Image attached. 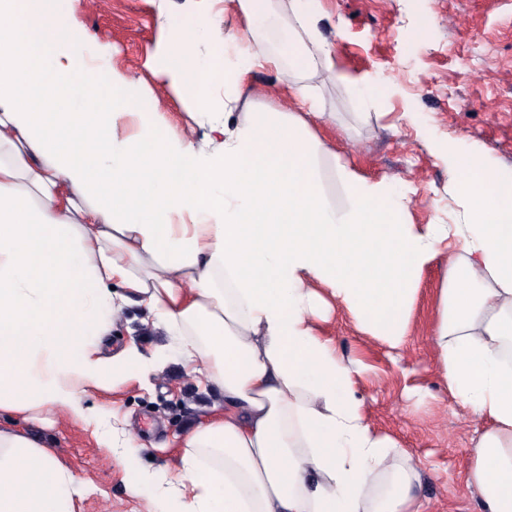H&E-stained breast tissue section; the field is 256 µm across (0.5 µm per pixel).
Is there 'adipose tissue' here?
<instances>
[{
    "label": "adipose tissue",
    "mask_w": 512,
    "mask_h": 512,
    "mask_svg": "<svg viewBox=\"0 0 512 512\" xmlns=\"http://www.w3.org/2000/svg\"><path fill=\"white\" fill-rule=\"evenodd\" d=\"M232 2L245 25L209 60L194 52L206 11L166 17L156 43L161 85L207 117L199 144L143 111L136 80L87 39L69 0H0V512H76L83 496L47 442L11 422L43 411L91 428L129 492L168 512H422L418 467L372 430L361 368L320 323L334 303L404 345L439 257V374L485 424L467 483L482 512H512V174L453 155L455 224L410 223L394 178L344 161L335 202L306 120L333 117L306 87L302 111L233 112L252 75L285 56L344 80L313 0H291L276 53L255 35L270 0ZM131 301L224 405L183 436L176 485L85 404L159 367L162 350L134 342L101 352Z\"/></svg>",
    "instance_id": "1"
}]
</instances>
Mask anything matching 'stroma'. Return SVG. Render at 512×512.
Returning a JSON list of instances; mask_svg holds the SVG:
<instances>
[{
  "mask_svg": "<svg viewBox=\"0 0 512 512\" xmlns=\"http://www.w3.org/2000/svg\"><path fill=\"white\" fill-rule=\"evenodd\" d=\"M72 7L88 37L111 43L113 67L152 89L145 111L203 136L192 105L160 85L152 56L165 13L190 14L195 0H72ZM316 7L320 28L335 47L336 66L350 76L346 82L322 74L307 80L324 110L337 117L336 124L315 129L337 151L320 159L327 193L343 198L334 175L340 157L362 175L402 179L412 198V223H455L458 207L437 151L475 152L512 173V0H318ZM367 89L380 99V116L366 112ZM235 109L288 111L287 72H255ZM443 274L438 260L423 271L413 333L402 348L363 334L343 309L332 310L325 329L346 356L362 364L358 388L371 426L419 461L426 512H479L464 473L483 425L443 394L428 336ZM132 341L147 350L166 346L168 362L148 381L117 382L86 403L124 422L145 466L164 469L173 482L180 439L212 413L215 398L205 389L204 375L183 366L169 337L134 302L121 311L104 351L118 353ZM23 426L52 442L58 458L83 479L77 512H149L144 500L129 495L121 467L81 423L55 414L50 422L27 420Z\"/></svg>",
  "mask_w": 512,
  "mask_h": 512,
  "instance_id": "stroma-1",
  "label": "stroma"
}]
</instances>
